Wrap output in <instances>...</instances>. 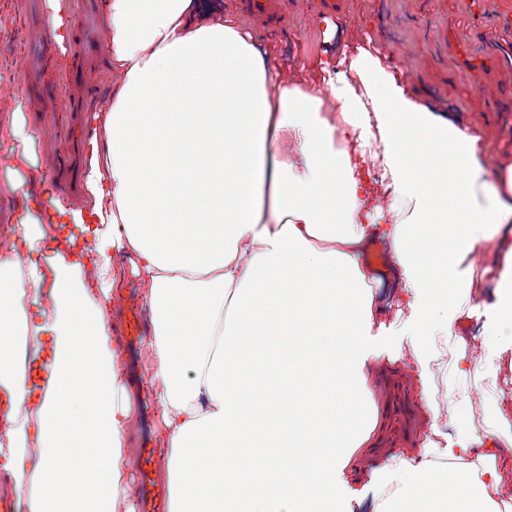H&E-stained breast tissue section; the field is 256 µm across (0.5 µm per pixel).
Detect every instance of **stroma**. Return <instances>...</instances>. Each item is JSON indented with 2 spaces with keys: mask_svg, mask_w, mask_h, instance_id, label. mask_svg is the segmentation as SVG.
<instances>
[{
  "mask_svg": "<svg viewBox=\"0 0 512 512\" xmlns=\"http://www.w3.org/2000/svg\"><path fill=\"white\" fill-rule=\"evenodd\" d=\"M225 14L234 16L255 42L269 49L281 83L309 78L310 63L326 48L352 52L371 45L385 63L436 108L458 113L484 147L489 180L512 160V65L503 52L512 43V0H340L341 11L326 12L319 0H280L277 23L244 14L238 0H223ZM46 0H0V116L21 111L37 135L38 165L14 150L0 129V235L9 233L19 214L37 209L66 193L74 207H83V158L74 131L77 113L69 109L68 70H92L96 88L90 109L110 102L112 69L105 54L84 59L76 45L64 56L43 58L35 48L38 17ZM28 180L29 197L14 194L7 179ZM508 247L501 239L487 243L475 262L471 303L474 314L462 334L474 361L467 379L450 375L451 350H442L429 372L434 381L430 399L419 398L418 371L411 357L382 361L371 368L370 392L380 413L377 465H394L415 455L420 436L406 432L390 416L393 403L404 404L412 422L425 424L429 407H436L450 434L488 432L494 407L512 411V328L491 331L486 306L505 263ZM502 345L496 376H489L482 359L489 342ZM125 369L134 396V433L128 447L132 481L155 475L157 459L152 428L157 419L153 403L145 337L121 336Z\"/></svg>",
  "mask_w": 512,
  "mask_h": 512,
  "instance_id": "1",
  "label": "stroma"
}]
</instances>
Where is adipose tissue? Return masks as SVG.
<instances>
[{"instance_id":"obj_1","label":"adipose tissue","mask_w":512,"mask_h":512,"mask_svg":"<svg viewBox=\"0 0 512 512\" xmlns=\"http://www.w3.org/2000/svg\"><path fill=\"white\" fill-rule=\"evenodd\" d=\"M111 105L94 116L88 206L57 208L81 251L24 212L0 237V477L26 512H136L124 450L133 396L112 296L139 281L168 512H334L362 501L379 413L369 363H429L471 317L474 262L512 224V164L488 182L479 136L414 95L369 48L277 71L223 9L102 0ZM336 107L323 112L324 97ZM292 156L281 152L282 141ZM391 266L367 259L375 239ZM39 254L36 263L24 253ZM409 317L387 325L391 306ZM41 364L38 396L27 367ZM512 415L373 470L368 512H500Z\"/></svg>"}]
</instances>
